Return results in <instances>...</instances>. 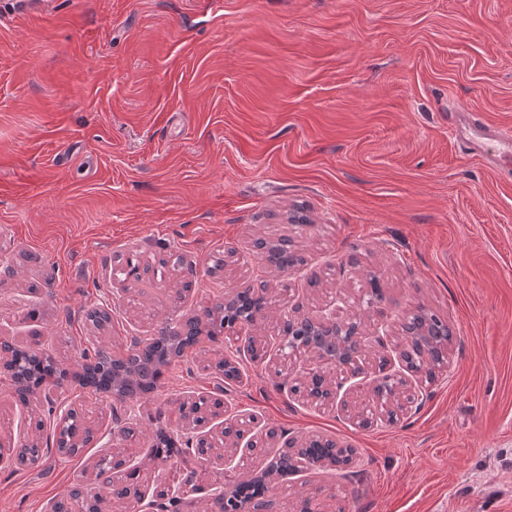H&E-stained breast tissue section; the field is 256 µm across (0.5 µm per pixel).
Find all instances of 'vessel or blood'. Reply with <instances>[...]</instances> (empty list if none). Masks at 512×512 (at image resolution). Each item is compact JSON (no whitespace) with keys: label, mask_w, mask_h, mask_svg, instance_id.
I'll list each match as a JSON object with an SVG mask.
<instances>
[{"label":"vessel or blood","mask_w":512,"mask_h":512,"mask_svg":"<svg viewBox=\"0 0 512 512\" xmlns=\"http://www.w3.org/2000/svg\"><path fill=\"white\" fill-rule=\"evenodd\" d=\"M448 130L463 153L512 177V133L461 107L448 111Z\"/></svg>","instance_id":"obj_1"}]
</instances>
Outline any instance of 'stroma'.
I'll return each instance as SVG.
<instances>
[{
	"instance_id": "obj_1",
	"label": "stroma",
	"mask_w": 512,
	"mask_h": 512,
	"mask_svg": "<svg viewBox=\"0 0 512 512\" xmlns=\"http://www.w3.org/2000/svg\"><path fill=\"white\" fill-rule=\"evenodd\" d=\"M222 2L0 0V336L39 339L68 373L52 401L26 405L0 374V439L50 435L70 408L94 430L76 457L0 463V512H51L107 448L140 471L138 512H157V481L202 460H151L150 441L184 433V398L215 393L279 433L253 451L254 472L291 436L355 450L347 468L275 481L273 512L305 496L318 512H512V180L448 130L452 104L512 129V0ZM300 210L307 223H289ZM260 236L293 238L303 264L271 271L250 247ZM133 249L184 269L121 284L112 260ZM351 252L360 270L342 266ZM369 271L383 298L365 325L422 307L454 341L418 410L361 428L241 346L261 336L277 351L276 323L296 308L359 312ZM248 283L273 299L264 319L232 342L200 338L150 395L122 402L73 380L84 349L123 352ZM95 309L105 330L86 319ZM118 424L137 443L114 439Z\"/></svg>"
}]
</instances>
